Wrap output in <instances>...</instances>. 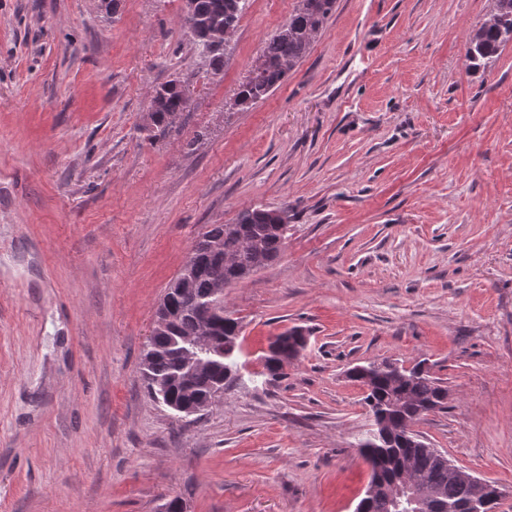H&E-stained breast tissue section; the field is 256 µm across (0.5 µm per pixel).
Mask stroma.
<instances>
[{"label": "stroma", "mask_w": 512, "mask_h": 512, "mask_svg": "<svg viewBox=\"0 0 512 512\" xmlns=\"http://www.w3.org/2000/svg\"><path fill=\"white\" fill-rule=\"evenodd\" d=\"M297 5L249 0L216 76L181 0H0V512H354L373 418L347 371L420 360L448 400L415 432L512 512V43L467 61L492 0H336L235 106ZM250 208L288 238L224 291L246 382L175 413L142 374L156 309ZM294 326L307 348L265 382ZM335 0H299L288 21L268 40L259 65L237 93V103L249 106L279 87L288 71L310 50L312 39L332 13ZM168 82L155 89L152 96L150 119L155 126H167L172 113L182 112L187 106V99ZM294 327L284 333L274 336L269 344L268 353L264 356L265 375L270 381L285 377V368L297 358L304 348L301 347L294 335Z\"/></svg>", "instance_id": "35a3bbf8"}]
</instances>
